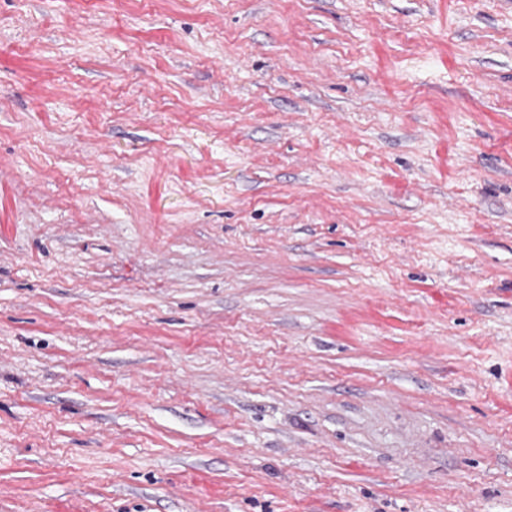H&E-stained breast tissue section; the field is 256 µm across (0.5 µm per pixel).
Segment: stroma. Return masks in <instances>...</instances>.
I'll use <instances>...</instances> for the list:
<instances>
[{"instance_id": "1", "label": "stroma", "mask_w": 512, "mask_h": 512, "mask_svg": "<svg viewBox=\"0 0 512 512\" xmlns=\"http://www.w3.org/2000/svg\"><path fill=\"white\" fill-rule=\"evenodd\" d=\"M0 512H512V0H0Z\"/></svg>"}]
</instances>
